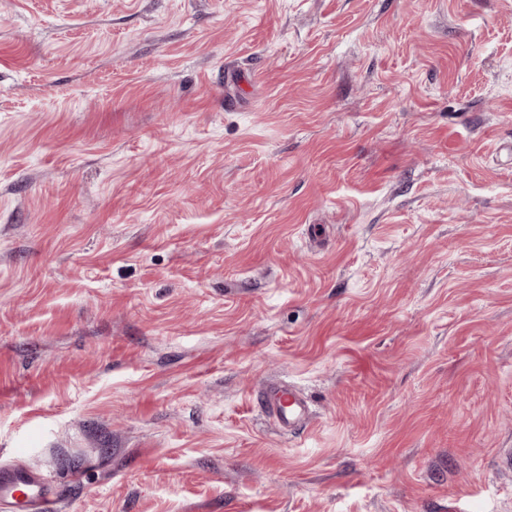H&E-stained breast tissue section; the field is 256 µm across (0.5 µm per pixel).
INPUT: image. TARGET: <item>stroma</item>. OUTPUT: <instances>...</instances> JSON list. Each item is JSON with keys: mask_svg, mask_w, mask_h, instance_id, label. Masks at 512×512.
Returning a JSON list of instances; mask_svg holds the SVG:
<instances>
[{"mask_svg": "<svg viewBox=\"0 0 512 512\" xmlns=\"http://www.w3.org/2000/svg\"><path fill=\"white\" fill-rule=\"evenodd\" d=\"M508 448L512 0H0V463L61 512H512ZM262 404L269 418L284 432H296L310 420L307 401L290 385L266 387L262 393Z\"/></svg>", "mask_w": 512, "mask_h": 512, "instance_id": "35a3bbf8", "label": "stroma"}]
</instances>
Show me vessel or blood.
Segmentation results:
<instances>
[{
  "label": "vessel or blood",
  "instance_id": "1",
  "mask_svg": "<svg viewBox=\"0 0 512 512\" xmlns=\"http://www.w3.org/2000/svg\"><path fill=\"white\" fill-rule=\"evenodd\" d=\"M262 404L269 418L282 431L296 432L310 420L307 401L291 386L266 387ZM0 512H59L54 481L16 463L1 465Z\"/></svg>",
  "mask_w": 512,
  "mask_h": 512
}]
</instances>
